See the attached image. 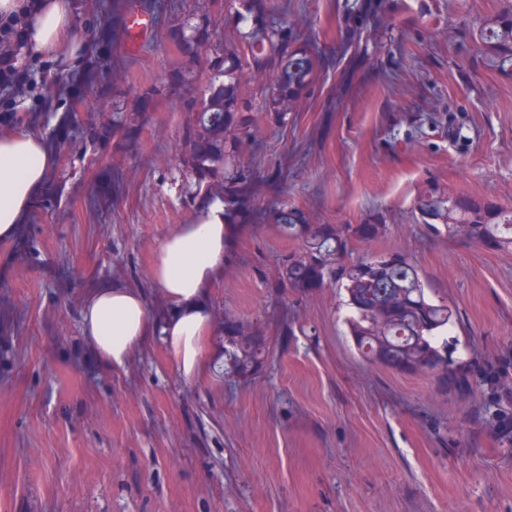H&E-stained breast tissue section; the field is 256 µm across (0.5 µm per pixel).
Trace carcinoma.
Segmentation results:
<instances>
[{
  "label": "carcinoma",
  "instance_id": "1",
  "mask_svg": "<svg viewBox=\"0 0 512 512\" xmlns=\"http://www.w3.org/2000/svg\"><path fill=\"white\" fill-rule=\"evenodd\" d=\"M290 0H170L163 5L168 45L182 61L162 87L143 92L125 123L112 130L119 145L134 139L147 113L168 99L186 120L178 145L182 171L194 189L189 204L222 199L234 212L255 187L259 138L256 113L272 128H288L291 112L313 86L320 57L288 31ZM480 62L512 66V0L470 31ZM421 223L450 240L486 250L512 251V208L489 200L426 190L417 202ZM298 241L278 263L283 295H306L339 279L351 315L349 335L370 363L401 374L431 373L444 387L487 393L484 411L500 442L512 447V360L478 369L455 356L456 308L425 287L418 269L400 253L340 264L348 243L371 241L384 224H311L284 202L262 214ZM270 350L264 326L224 320V379L237 383L263 366Z\"/></svg>",
  "mask_w": 512,
  "mask_h": 512
}]
</instances>
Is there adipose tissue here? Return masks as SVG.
I'll use <instances>...</instances> for the list:
<instances>
[{
    "mask_svg": "<svg viewBox=\"0 0 512 512\" xmlns=\"http://www.w3.org/2000/svg\"><path fill=\"white\" fill-rule=\"evenodd\" d=\"M72 7V0H38L29 8L23 0H0V14L28 10L29 49L56 59L73 57L85 46L74 27ZM57 160L55 142L37 129L0 131V244L16 239L29 222ZM227 231L224 205L216 200L195 207L157 246L150 276L168 306L159 319L149 317L141 289L107 277L97 280L80 305L87 350L117 371L156 338L185 379L222 365V350L212 341L216 328L208 295L224 273Z\"/></svg>",
    "mask_w": 512,
    "mask_h": 512,
    "instance_id": "obj_1",
    "label": "adipose tissue"
}]
</instances>
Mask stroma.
I'll return each mask as SVG.
<instances>
[{"mask_svg": "<svg viewBox=\"0 0 512 512\" xmlns=\"http://www.w3.org/2000/svg\"><path fill=\"white\" fill-rule=\"evenodd\" d=\"M500 0H292L288 21L322 71L297 121L265 140L250 217L232 226L210 300L230 317L294 333L230 386L183 379L157 341L120 371L80 332L93 280L144 289L153 250L191 212L175 154L184 114L169 102L138 142L112 128L177 60L163 27L127 54L125 0H75L89 46L37 59L0 130L38 121L58 166L18 239L0 244V512H512V451L480 417V392L365 361L331 284L281 300L291 240L256 214L285 199L313 224L385 225L342 263L404 254L458 312L457 357L512 353V251L431 233L415 212L429 188L512 206V75L476 65L465 28ZM68 108L65 129L51 123Z\"/></svg>", "mask_w": 512, "mask_h": 512, "instance_id": "35a3bbf8", "label": "stroma"}]
</instances>
